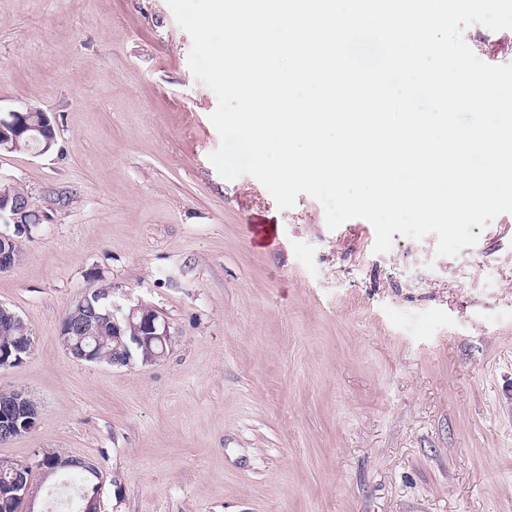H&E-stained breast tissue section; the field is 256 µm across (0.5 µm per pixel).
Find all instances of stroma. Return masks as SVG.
I'll list each match as a JSON object with an SVG mask.
<instances>
[{
	"mask_svg": "<svg viewBox=\"0 0 512 512\" xmlns=\"http://www.w3.org/2000/svg\"><path fill=\"white\" fill-rule=\"evenodd\" d=\"M167 0H0V110L57 146L0 155L40 218L0 273L33 338L0 391L38 406L0 444L34 512L68 495L55 451L93 461L102 512H512V213L458 256L354 218L328 229L223 179L215 93ZM104 285L170 324L154 363L74 359L67 310Z\"/></svg>",
	"mask_w": 512,
	"mask_h": 512,
	"instance_id": "obj_1",
	"label": "stroma"
}]
</instances>
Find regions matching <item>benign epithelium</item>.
Segmentation results:
<instances>
[{"label": "benign epithelium", "instance_id": "obj_1", "mask_svg": "<svg viewBox=\"0 0 512 512\" xmlns=\"http://www.w3.org/2000/svg\"><path fill=\"white\" fill-rule=\"evenodd\" d=\"M34 111L36 108L28 106L22 110H11L7 112V116L0 117V153L12 152L23 135L39 143V155L46 154L52 149L56 138L48 136L47 129L54 128V124L45 112L41 113V124L29 123V115ZM30 211L29 196L18 195L14 192V184L0 179V223L11 224L14 227L11 234L0 233V269L3 271L12 270L20 261L19 237L30 235L27 225ZM99 299L98 289L85 293L68 309L62 319L59 338L74 359L90 360L92 356L81 345L72 343L71 337L91 336L100 324L109 318L112 319V329L117 331V335L114 336L116 340L121 339L120 322L124 321L136 329L130 340L142 349L143 363H152L164 357L167 346L171 343V333L167 321L160 318L156 311L147 312L142 305L125 309L114 302L112 310L102 314L93 307V303ZM140 311L143 315L141 321L136 324L133 319ZM20 321L18 314L0 305V333L11 332ZM37 420V405L25 391H0V440L9 442L31 432L36 427ZM34 494L32 480L24 472L18 474L11 482L0 486V498L4 500L13 499L29 505Z\"/></svg>", "mask_w": 512, "mask_h": 512}]
</instances>
